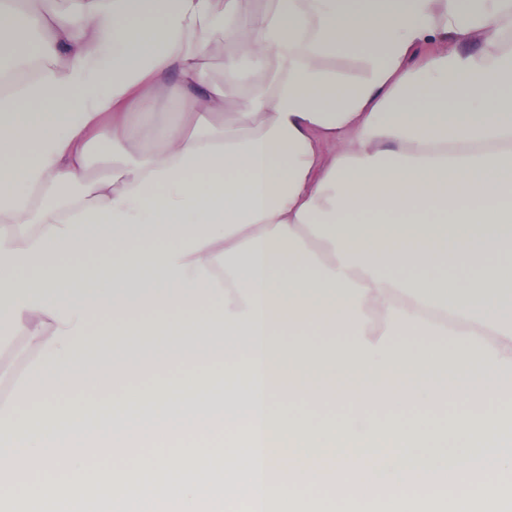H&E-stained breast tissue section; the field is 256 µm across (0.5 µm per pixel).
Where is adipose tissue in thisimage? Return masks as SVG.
<instances>
[{
  "mask_svg": "<svg viewBox=\"0 0 512 512\" xmlns=\"http://www.w3.org/2000/svg\"><path fill=\"white\" fill-rule=\"evenodd\" d=\"M160 93L173 112L159 122ZM96 142L112 162L93 176ZM511 246L512 0H0V268L25 270L0 279L22 344L0 372V472L24 512H223L229 495L265 512L310 487L321 512H366L352 463L368 458L383 512L422 483L477 512L512 471L498 415L458 413L471 446L440 456L419 422L368 410L467 404L512 381V262L490 261ZM425 269L454 277L408 279ZM313 331L336 344L312 347ZM222 338L244 382L204 372L112 399L115 350L202 363ZM85 384L101 401L60 403ZM298 400L343 414L273 407ZM218 405L234 414L212 447L115 465L113 436L147 419L164 439L172 412ZM314 455L339 460L330 479L288 466ZM288 412L296 415H304L313 422H324L330 419H336L343 414V411L336 407L332 402L325 403H306L298 401L290 408Z\"/></svg>",
  "mask_w": 512,
  "mask_h": 512,
  "instance_id": "1",
  "label": "adipose tissue"
}]
</instances>
